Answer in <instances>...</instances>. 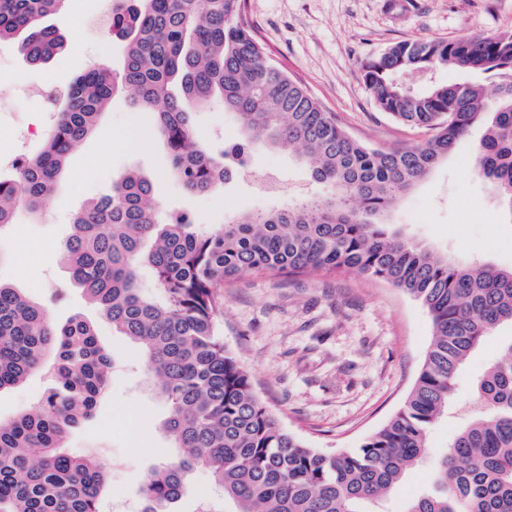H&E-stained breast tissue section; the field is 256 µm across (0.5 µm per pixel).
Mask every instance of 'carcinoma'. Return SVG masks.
Instances as JSON below:
<instances>
[{
    "label": "carcinoma",
    "mask_w": 512,
    "mask_h": 512,
    "mask_svg": "<svg viewBox=\"0 0 512 512\" xmlns=\"http://www.w3.org/2000/svg\"><path fill=\"white\" fill-rule=\"evenodd\" d=\"M64 2L0 0V39L21 34L28 59L49 61L65 40L43 21ZM245 3L112 0L107 34L127 41L122 67L77 76L41 151L0 177V235L19 209L35 213L54 194L68 153L95 129L118 89L155 114L171 173L188 193H209L228 177L224 143L209 148L194 124V111L215 100L237 117L236 155L264 146L300 156L329 195L237 213L211 231L165 216L149 179L130 172L74 215L63 257L112 329L140 346L168 404L162 430L178 456L148 469L138 512H176L187 473L199 469L222 490L227 512H380L425 457L461 366L490 331L512 325V268L440 256L390 222L400 199L478 121L487 130L475 168L512 216V81L491 98L471 83L418 92L402 77L455 69L512 75V33L403 41L366 58L363 78L378 109L430 132L416 146L389 150L354 139L271 62L251 34ZM143 265L154 271L152 292L140 282ZM248 272L358 274L428 311L432 337L412 390L358 447H307L281 426L224 347L218 290ZM112 367L90 321L58 324L43 304L0 282V391L36 371L53 381L32 409L0 422V512H100L109 462L66 448L70 433L94 417ZM477 391L479 404L434 467L432 489L404 512H512V342Z\"/></svg>",
    "instance_id": "1"
}]
</instances>
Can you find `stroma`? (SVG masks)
I'll use <instances>...</instances> for the list:
<instances>
[{"mask_svg": "<svg viewBox=\"0 0 512 512\" xmlns=\"http://www.w3.org/2000/svg\"><path fill=\"white\" fill-rule=\"evenodd\" d=\"M104 0H67L46 18L66 47L44 64L29 62L19 38L0 41V148L20 127L32 129L28 154L38 153L52 127L56 104L33 96L44 83L67 86L89 67L118 68L119 43L102 47L91 22ZM254 33L272 61L300 82L355 138L396 149L423 142L424 130L381 112L362 77V63L399 41L458 40L512 32V0H247ZM486 127L477 124L432 173L408 192L392 214L417 241L463 261L512 268V223L492 200L490 186L473 170L475 146ZM111 152H104V142ZM254 170L268 171L281 189L270 193L251 178L232 177L211 194L186 193L167 172L168 148L155 135L153 115L134 110L126 94L115 95L87 138L67 160L44 211L19 210L0 237V281L47 305L63 323L80 315L94 321L114 368L94 418L68 440L72 453L96 455L110 464L101 512H131L145 472L170 460L174 450L160 429L167 415L137 345L113 330L71 282L61 246L71 219L84 205L112 191L126 172L152 180L170 211L195 223L219 227L228 216L261 208L287 207L326 193L293 154L258 148L247 157ZM64 290V299L54 297ZM219 327L224 345L247 368L257 395L288 431L324 452L358 447L403 405L423 363L431 320L423 306L384 282L356 274L336 277H269L246 274L225 283ZM512 341L504 324L486 337L457 376L452 409L427 438L421 466L389 495L390 512L430 483L437 456L461 424L458 406L476 401L475 384ZM48 376L30 375L0 392V420L31 409L47 392Z\"/></svg>", "mask_w": 512, "mask_h": 512, "instance_id": "1", "label": "stroma"}]
</instances>
